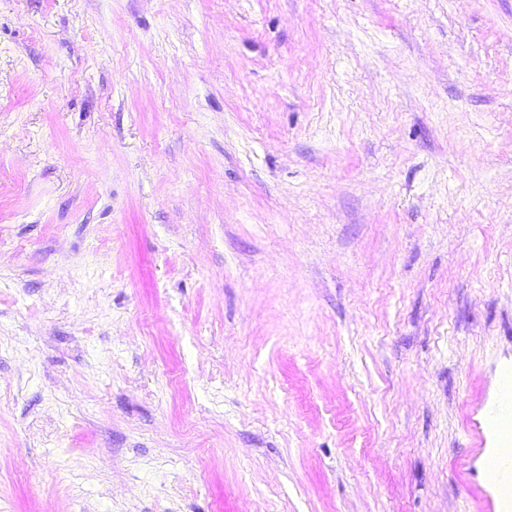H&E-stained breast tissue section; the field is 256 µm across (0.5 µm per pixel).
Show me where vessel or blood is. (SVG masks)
Segmentation results:
<instances>
[{
  "instance_id": "b4317fda",
  "label": "vessel or blood",
  "mask_w": 512,
  "mask_h": 512,
  "mask_svg": "<svg viewBox=\"0 0 512 512\" xmlns=\"http://www.w3.org/2000/svg\"><path fill=\"white\" fill-rule=\"evenodd\" d=\"M502 407L494 411L492 426L500 432L502 445L485 463L486 481L495 486L501 501L499 512H512V376H506L501 387Z\"/></svg>"
}]
</instances>
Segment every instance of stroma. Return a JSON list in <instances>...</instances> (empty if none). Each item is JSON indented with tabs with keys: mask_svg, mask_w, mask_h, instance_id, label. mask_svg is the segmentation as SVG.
<instances>
[{
	"mask_svg": "<svg viewBox=\"0 0 512 512\" xmlns=\"http://www.w3.org/2000/svg\"><path fill=\"white\" fill-rule=\"evenodd\" d=\"M512 0H0V512H492Z\"/></svg>",
	"mask_w": 512,
	"mask_h": 512,
	"instance_id": "obj_1",
	"label": "stroma"
}]
</instances>
